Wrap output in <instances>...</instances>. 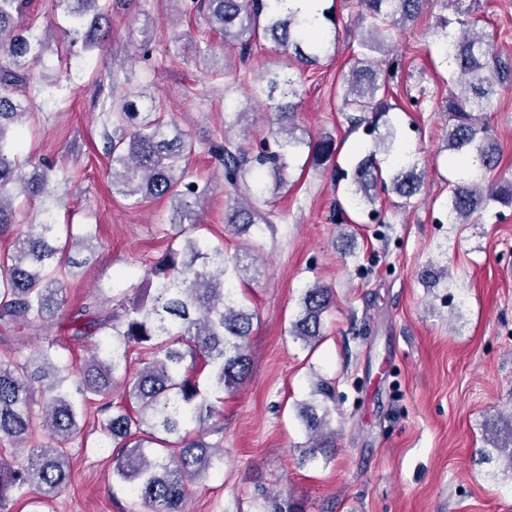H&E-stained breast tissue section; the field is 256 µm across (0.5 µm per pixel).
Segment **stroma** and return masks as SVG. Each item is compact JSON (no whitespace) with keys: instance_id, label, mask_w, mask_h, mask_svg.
Returning a JSON list of instances; mask_svg holds the SVG:
<instances>
[{"instance_id":"35a3bbf8","label":"stroma","mask_w":512,"mask_h":512,"mask_svg":"<svg viewBox=\"0 0 512 512\" xmlns=\"http://www.w3.org/2000/svg\"><path fill=\"white\" fill-rule=\"evenodd\" d=\"M200 3L105 0L112 34L86 52L68 47L70 23L54 0H32L27 21L51 30L34 72L62 86L38 95V110L19 132L22 157L56 164L59 223L98 227L94 260L63 285L67 307L99 288L119 298L140 287L176 232L170 202L140 203L112 190L100 152L103 85L116 100L146 92L164 120L196 139L186 169L208 188L197 204L202 236L223 242L227 256L258 257L247 290L257 313L247 339L249 376L225 392L215 420L224 468L189 483L186 512H268L272 497L292 512H512V477L501 461L478 454L487 425L512 413V208L495 206L473 224L448 221V185L464 177L446 146L449 74L437 43L438 22L452 10L437 0L369 53L376 70L398 65L388 85L391 109L371 133L352 128L342 110L344 79L359 51L355 0H324L322 26L336 44L310 67L263 37L241 59ZM470 8L495 45L512 54V0H471ZM199 45L212 56H198ZM272 73L298 91L300 128L335 139L341 177L331 180L300 152L280 188L262 175L271 229L234 235L224 224L233 193L204 144L223 139L225 122L241 112L250 128L245 145L259 151L272 114L257 89ZM482 121L502 154L497 176L512 177V88ZM390 131L417 160L422 190L412 208H400L389 192L380 194L375 213L356 212L348 176ZM316 282L332 288L335 304L312 349L288 329L303 288ZM69 336L62 315L30 333L23 347L0 342V359L28 356L50 338L74 374L87 351ZM320 379L333 389L335 446L311 459L303 454L308 436L298 406ZM80 425L60 494L45 503L16 495L10 512H146L113 477L118 451L102 447L93 411Z\"/></svg>"}]
</instances>
